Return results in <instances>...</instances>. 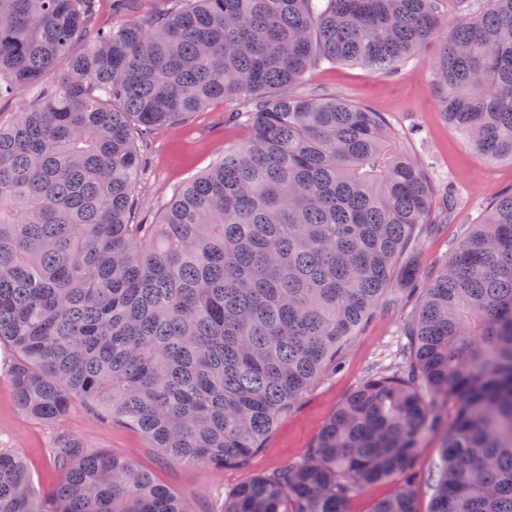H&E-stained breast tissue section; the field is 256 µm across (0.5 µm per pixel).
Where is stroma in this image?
<instances>
[{
    "mask_svg": "<svg viewBox=\"0 0 512 512\" xmlns=\"http://www.w3.org/2000/svg\"><path fill=\"white\" fill-rule=\"evenodd\" d=\"M441 47V38L430 39L393 74L339 64L317 71L308 85L309 90L339 94L382 113L395 129L402 150L431 165L435 189H447L455 198L447 223L425 236L412 255L427 275L443 266L451 243L468 233L486 208L512 191V163L481 159L466 135L440 110L433 74ZM234 107L231 101L213 102L150 137L143 147L145 162L135 193L139 216L155 221L158 202L170 197L173 188L246 141L247 128L229 119ZM421 301V292H404L395 296L393 304L381 305L350 339L340 368L325 371L303 393L246 465L221 469L166 459L139 431L99 420L78 399L56 423L28 416L15 402L7 372L11 353L0 345V449L23 455L35 489L46 493L65 480L66 473L54 462L50 448L58 434H68L81 439L90 450L133 461L152 473L157 483L192 504L195 512H224L225 499L239 485L306 460L333 412L378 368L401 361L402 330L417 315ZM441 438V432H430L414 462L420 476L418 512H429L431 506V478L441 465Z\"/></svg>",
    "mask_w": 512,
    "mask_h": 512,
    "instance_id": "obj_1",
    "label": "stroma"
}]
</instances>
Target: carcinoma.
Here are the masks:
<instances>
[{
  "mask_svg": "<svg viewBox=\"0 0 512 512\" xmlns=\"http://www.w3.org/2000/svg\"><path fill=\"white\" fill-rule=\"evenodd\" d=\"M0 0V344L18 406L54 423L81 399L190 465H243L399 289L422 287L408 356L356 389L306 461L256 477L224 512H417L413 463L440 413L430 512H512V192L422 277L401 259L454 206L384 117L298 92L314 72L386 73L444 34L447 119L488 161L512 162V0ZM231 99L240 148L134 221L136 131ZM67 470L36 493L0 450V512H191L121 457L62 435ZM397 485V480H388L356 492L348 501V512H372L376 503L394 493Z\"/></svg>",
  "mask_w": 512,
  "mask_h": 512,
  "instance_id": "obj_1",
  "label": "carcinoma"
}]
</instances>
